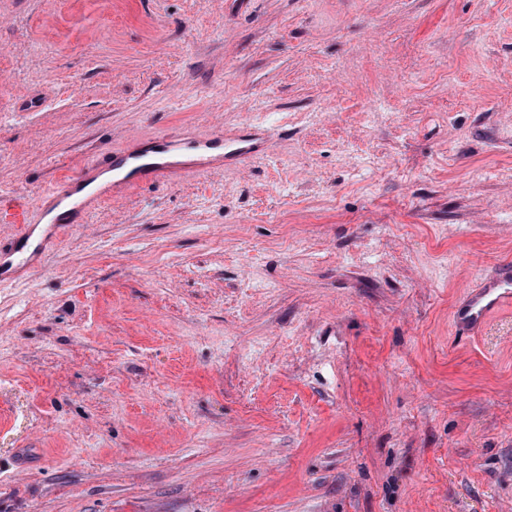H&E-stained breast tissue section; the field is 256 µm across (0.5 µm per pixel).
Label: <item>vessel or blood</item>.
Listing matches in <instances>:
<instances>
[{
    "label": "vessel or blood",
    "mask_w": 512,
    "mask_h": 512,
    "mask_svg": "<svg viewBox=\"0 0 512 512\" xmlns=\"http://www.w3.org/2000/svg\"><path fill=\"white\" fill-rule=\"evenodd\" d=\"M265 141V133L253 127L128 140L107 162L88 163L62 187L42 194L36 206L19 207L15 219L20 228L10 248L0 250V281L21 268L35 225L49 224L58 230L65 224L85 223L106 200L141 182L164 183L235 167L263 152ZM511 306L512 263L506 261L464 294L453 311V328L461 336L477 335L492 317Z\"/></svg>",
    "instance_id": "b4317fda"
}]
</instances>
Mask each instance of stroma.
Listing matches in <instances>:
<instances>
[{
  "instance_id": "obj_1",
  "label": "stroma",
  "mask_w": 512,
  "mask_h": 512,
  "mask_svg": "<svg viewBox=\"0 0 512 512\" xmlns=\"http://www.w3.org/2000/svg\"><path fill=\"white\" fill-rule=\"evenodd\" d=\"M259 125L0 282V512H512V0H0V195ZM512 306V263L498 264L494 275L464 294L452 315L453 329L463 336L479 334L503 309Z\"/></svg>"
}]
</instances>
